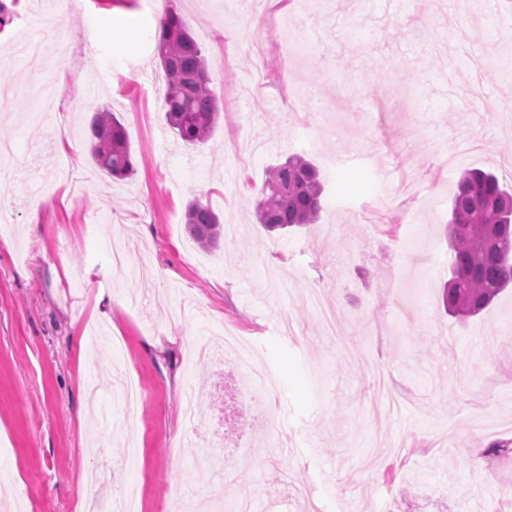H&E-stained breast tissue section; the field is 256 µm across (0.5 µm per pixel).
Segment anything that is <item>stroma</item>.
<instances>
[{
  "instance_id": "obj_1",
  "label": "stroma",
  "mask_w": 512,
  "mask_h": 512,
  "mask_svg": "<svg viewBox=\"0 0 512 512\" xmlns=\"http://www.w3.org/2000/svg\"><path fill=\"white\" fill-rule=\"evenodd\" d=\"M164 3L202 47L219 104L196 147L172 132L152 82L163 71L149 0H85L73 17L51 0H0V140L22 159L0 176V506L99 512L133 486L139 512L243 499L254 512H512V464L485 453L512 440V292L464 322L443 303L460 170L512 184V120L478 108L512 103V14L502 0L276 5L259 59L262 7ZM42 33L66 53L38 73L15 46ZM49 80L69 117L65 178L50 160L62 132L33 93ZM104 109L128 135L124 179L90 155ZM294 154L317 167L323 210L270 233L256 195ZM384 166L414 181L406 207L392 205ZM196 198L224 225L211 254L186 230ZM228 330L278 386L264 427L241 425L243 367L193 351ZM126 378L141 384L132 466L118 455ZM190 389L203 398L191 426Z\"/></svg>"
}]
</instances>
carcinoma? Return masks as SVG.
<instances>
[{
    "mask_svg": "<svg viewBox=\"0 0 512 512\" xmlns=\"http://www.w3.org/2000/svg\"><path fill=\"white\" fill-rule=\"evenodd\" d=\"M157 49L168 125L188 146L206 142L216 124L217 101L203 50L174 12L163 18ZM90 133L92 156L102 171L118 179L133 174L125 128L112 113L97 112ZM321 193L312 163L301 155L290 156L267 171L255 204L257 219L269 231L315 224L322 209ZM186 226L202 249L219 247L220 219L208 205L191 201ZM448 234L446 307L453 315H476L512 286V188L492 173L464 171L450 203Z\"/></svg>",
    "mask_w": 512,
    "mask_h": 512,
    "instance_id": "carcinoma-1",
    "label": "carcinoma"
}]
</instances>
